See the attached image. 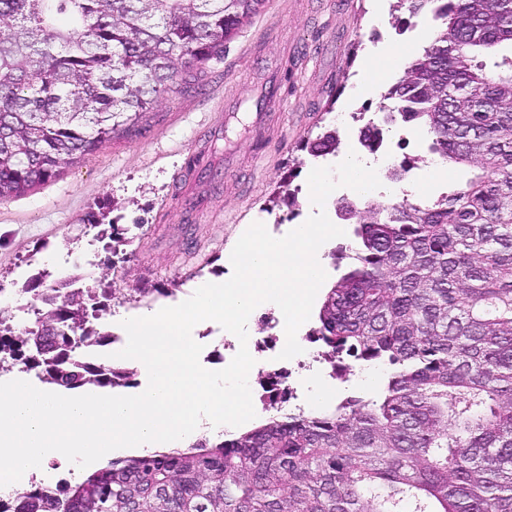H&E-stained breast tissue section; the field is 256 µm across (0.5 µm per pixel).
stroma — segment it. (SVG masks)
Wrapping results in <instances>:
<instances>
[{
    "mask_svg": "<svg viewBox=\"0 0 512 512\" xmlns=\"http://www.w3.org/2000/svg\"><path fill=\"white\" fill-rule=\"evenodd\" d=\"M372 0H265L228 44L224 60L200 69L191 90L162 95L130 130L33 191L0 201V297L31 303L45 284L39 276H68L59 258L91 251L102 287L132 294L148 288L145 308L177 305L204 280L227 281L230 253L255 222L282 232L311 214L307 177L314 166L306 143L335 131L338 157L356 151L372 161L357 137L362 118L378 112L381 93L396 79L390 64L375 67L370 90L354 95L365 59L381 47L422 51L418 34L428 17L407 19L397 0H385L383 20ZM280 93L266 104L262 128L225 132L224 114L252 112L270 83ZM430 141L409 127L391 161L406 167L404 186L419 203L452 191L470 175L452 170L428 180L423 162ZM197 202L185 222L179 189ZM117 224L125 245L111 250Z\"/></svg>",
    "mask_w": 512,
    "mask_h": 512,
    "instance_id": "obj_1",
    "label": "stroma"
}]
</instances>
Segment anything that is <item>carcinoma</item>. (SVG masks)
Segmentation results:
<instances>
[{
	"label": "carcinoma",
	"mask_w": 512,
	"mask_h": 512,
	"mask_svg": "<svg viewBox=\"0 0 512 512\" xmlns=\"http://www.w3.org/2000/svg\"><path fill=\"white\" fill-rule=\"evenodd\" d=\"M265 0H0V200L25 194L138 123L224 48ZM438 33L384 98L448 167L446 196L338 207L350 266L311 335L345 370L390 372L371 396L282 414L185 449L114 458L34 485L12 512H512V0H399ZM336 132L308 144L336 150ZM117 288L38 295L18 333L0 308V369L66 390L130 385L82 352Z\"/></svg>",
	"instance_id": "cac0c4a2"
}]
</instances>
